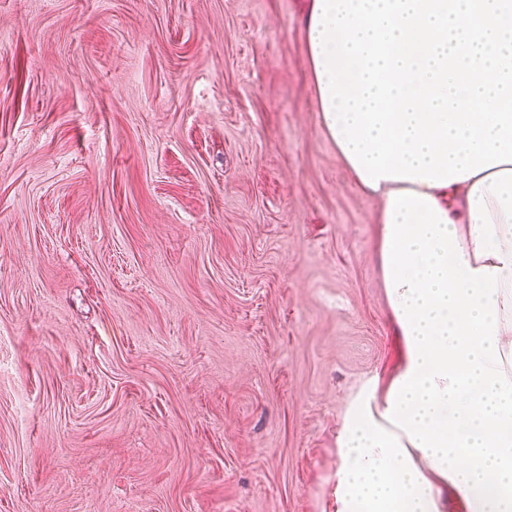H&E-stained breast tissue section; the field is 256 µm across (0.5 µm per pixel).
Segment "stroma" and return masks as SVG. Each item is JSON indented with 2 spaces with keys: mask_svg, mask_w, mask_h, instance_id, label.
Returning <instances> with one entry per match:
<instances>
[{
  "mask_svg": "<svg viewBox=\"0 0 512 512\" xmlns=\"http://www.w3.org/2000/svg\"><path fill=\"white\" fill-rule=\"evenodd\" d=\"M307 0H0V512H336L404 354Z\"/></svg>",
  "mask_w": 512,
  "mask_h": 512,
  "instance_id": "stroma-1",
  "label": "stroma"
}]
</instances>
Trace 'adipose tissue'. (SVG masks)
<instances>
[{
  "instance_id": "ef3b65f1",
  "label": "adipose tissue",
  "mask_w": 512,
  "mask_h": 512,
  "mask_svg": "<svg viewBox=\"0 0 512 512\" xmlns=\"http://www.w3.org/2000/svg\"><path fill=\"white\" fill-rule=\"evenodd\" d=\"M379 271L405 359L339 437L338 512H512V164L466 181H380Z\"/></svg>"
}]
</instances>
